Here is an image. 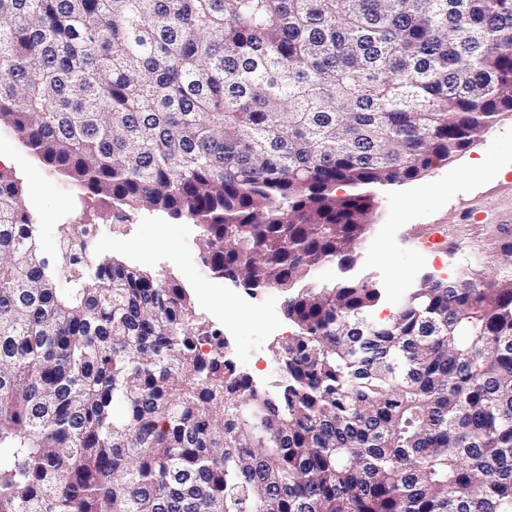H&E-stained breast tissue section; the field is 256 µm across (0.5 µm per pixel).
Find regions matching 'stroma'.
Listing matches in <instances>:
<instances>
[{"label": "stroma", "instance_id": "obj_1", "mask_svg": "<svg viewBox=\"0 0 512 512\" xmlns=\"http://www.w3.org/2000/svg\"><path fill=\"white\" fill-rule=\"evenodd\" d=\"M0 151L10 157L0 169L21 184L44 251L55 250L60 225L82 224L103 212L99 196L50 171L3 126ZM372 193L370 230L350 275L384 288L379 318L392 314L423 274L444 279L468 266L496 277L512 266V233L501 223L512 214V115H502L469 148L431 171ZM197 234L187 219L141 211L119 231H104L95 248L182 283L197 313L223 332L232 359L258 386L270 388L276 378L273 346L294 330L284 314L285 297L274 288L253 295L216 278L202 262Z\"/></svg>", "mask_w": 512, "mask_h": 512}]
</instances>
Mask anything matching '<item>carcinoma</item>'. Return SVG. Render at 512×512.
Returning <instances> with one entry per match:
<instances>
[{
  "label": "carcinoma",
  "mask_w": 512,
  "mask_h": 512,
  "mask_svg": "<svg viewBox=\"0 0 512 512\" xmlns=\"http://www.w3.org/2000/svg\"><path fill=\"white\" fill-rule=\"evenodd\" d=\"M512 112V0H0V125L279 288L257 387L187 289L0 172V512H512V270L427 274L386 320L345 273L373 197ZM336 263L342 277L313 276Z\"/></svg>",
  "instance_id": "carcinoma-1"
}]
</instances>
